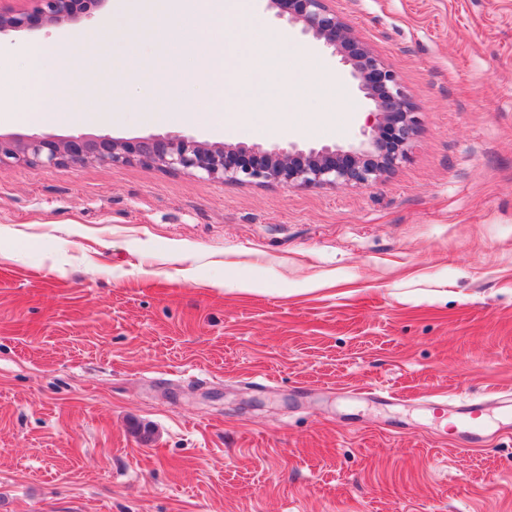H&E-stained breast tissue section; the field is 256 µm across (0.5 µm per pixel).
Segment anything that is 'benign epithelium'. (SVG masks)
I'll return each mask as SVG.
<instances>
[{
	"label": "benign epithelium",
	"mask_w": 512,
	"mask_h": 512,
	"mask_svg": "<svg viewBox=\"0 0 512 512\" xmlns=\"http://www.w3.org/2000/svg\"><path fill=\"white\" fill-rule=\"evenodd\" d=\"M28 9H0V32L33 30L72 22L88 13L89 0H31ZM330 0H270L277 15H288L301 33L350 67L363 98L374 104L359 144L299 149L290 144L211 145L181 135L151 137L129 143L108 135H73L62 141L36 134L24 139L0 137V171L17 165L68 166L104 163L124 166L138 161L169 171L204 174L212 179L287 187L369 185L408 158L418 121L396 73L336 14Z\"/></svg>",
	"instance_id": "1"
}]
</instances>
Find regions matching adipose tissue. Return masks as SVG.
Returning <instances> with one entry per match:
<instances>
[{
  "mask_svg": "<svg viewBox=\"0 0 512 512\" xmlns=\"http://www.w3.org/2000/svg\"><path fill=\"white\" fill-rule=\"evenodd\" d=\"M85 53H69L54 41L0 46V119L30 125L59 121L69 115L78 122L101 120L98 109L85 107L88 97L76 81L92 65Z\"/></svg>",
  "mask_w": 512,
  "mask_h": 512,
  "instance_id": "obj_1",
  "label": "adipose tissue"
}]
</instances>
